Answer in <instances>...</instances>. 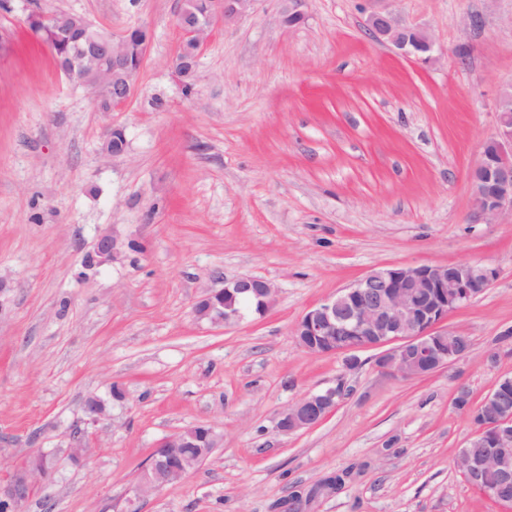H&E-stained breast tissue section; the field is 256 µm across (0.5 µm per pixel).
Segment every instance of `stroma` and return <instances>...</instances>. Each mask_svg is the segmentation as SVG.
Instances as JSON below:
<instances>
[{
    "label": "stroma",
    "mask_w": 512,
    "mask_h": 512,
    "mask_svg": "<svg viewBox=\"0 0 512 512\" xmlns=\"http://www.w3.org/2000/svg\"><path fill=\"white\" fill-rule=\"evenodd\" d=\"M182 5L0 0V481L52 450L24 512H126L159 444L208 424L222 445L140 512H284L296 492L298 512H512L455 465L475 431L458 388L476 405L512 377V215L473 223L470 183L512 89V0H307L292 30L280 0H257L213 28L189 93ZM59 9L151 30L123 105L100 111L28 29ZM379 11L431 34L436 60L372 40ZM113 127L119 157L101 151ZM104 233L139 248L85 266ZM465 261L498 276L444 321L473 345L448 368L387 375L363 349L348 372L293 336L372 269ZM241 275L276 285L269 312L230 328L196 317L203 289ZM339 379L325 420L276 430L281 409ZM91 397L108 417L90 419Z\"/></svg>",
    "instance_id": "35a3bbf8"
}]
</instances>
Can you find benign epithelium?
I'll return each mask as SVG.
<instances>
[{
  "mask_svg": "<svg viewBox=\"0 0 512 512\" xmlns=\"http://www.w3.org/2000/svg\"><path fill=\"white\" fill-rule=\"evenodd\" d=\"M256 0H214L209 15L202 18L187 12L179 14L178 23L187 36L204 48L217 24L231 25L249 13ZM283 24L288 16L305 15L306 0H280ZM366 31L379 43L386 44L407 56L431 62L436 50L433 37L424 30L399 24L386 12L370 14ZM112 51L101 55L95 41L81 48L82 57L99 62V77L106 80L110 72L125 66L126 34L109 35ZM497 144L491 161L480 158L471 172L473 222L491 224L506 212L512 213V115L497 112ZM130 243L111 234L100 235L87 261L102 265L121 260ZM497 278L496 268L472 262L447 265L389 266L366 273L353 284L339 290L311 307L296 322L293 335L300 348L312 355L349 353L361 349L377 351L375 367L382 373L403 378H418L442 370L467 357L471 348L458 352L444 348L449 333L439 330V324L453 311L482 295ZM258 300V314L269 311L276 302L277 289L264 278L239 276L224 280L221 289H207L198 298L194 312L200 319L215 325L233 327L244 318V308L236 303L250 298ZM347 394L339 382L315 392H309L284 407L277 416L276 426L285 434L309 429L332 413ZM482 404L493 408L476 426L475 435L491 440L494 450L480 459L457 458L456 467L475 483L479 473L488 468L498 469L502 485L512 484V467L503 449L512 446V408L498 393H490ZM205 430L204 447L195 457L184 449L197 440L195 427L184 428L166 438L150 456L134 487L130 504L169 485L181 482L219 447L221 438L211 426ZM51 462L42 460L24 465L0 485V501L22 512L24 505L45 481Z\"/></svg>",
  "mask_w": 512,
  "mask_h": 512,
  "instance_id": "obj_1",
  "label": "benign epithelium"
}]
</instances>
